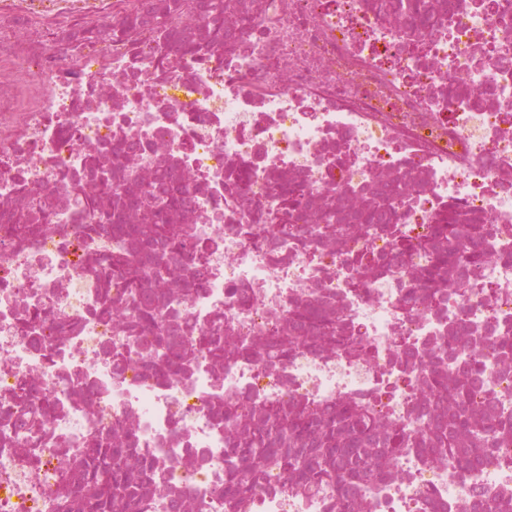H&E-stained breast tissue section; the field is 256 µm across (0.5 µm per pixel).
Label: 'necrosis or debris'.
Wrapping results in <instances>:
<instances>
[{"instance_id": "obj_1", "label": "necrosis or debris", "mask_w": 512, "mask_h": 512, "mask_svg": "<svg viewBox=\"0 0 512 512\" xmlns=\"http://www.w3.org/2000/svg\"><path fill=\"white\" fill-rule=\"evenodd\" d=\"M146 0H0V512H58L74 450L117 428L149 464L129 512H238L224 496V407L326 417L369 405L412 437L447 430L435 371L473 379V416L512 427V0H437L430 27L397 0H234L224 37L171 14L162 30H104ZM112 191L101 210L166 177L173 221L197 246L144 288L195 337L190 362L158 361L125 281L102 265L134 241L83 213L71 185L89 157ZM380 224L333 236L349 200ZM126 223L138 217L125 213ZM448 224H484L481 262L437 283L429 251ZM129 312L126 323L112 311ZM298 312L305 342L277 346ZM360 338L331 346L324 326ZM233 342L214 359L209 337ZM368 455L356 483L291 490L269 473L248 512H504L512 443L482 442L470 469L426 449Z\"/></svg>"}]
</instances>
